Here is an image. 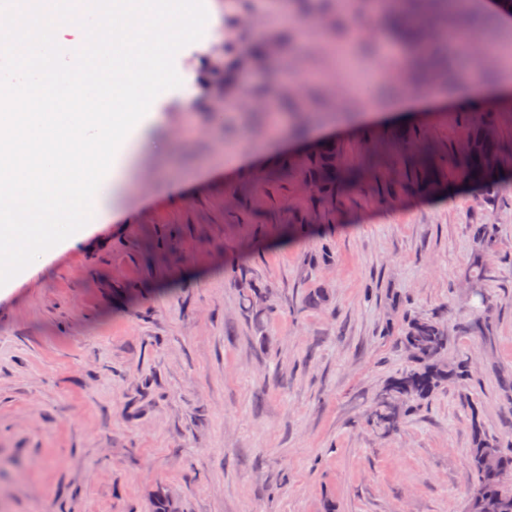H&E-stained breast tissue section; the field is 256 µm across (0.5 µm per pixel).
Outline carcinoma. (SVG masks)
Here are the masks:
<instances>
[{"mask_svg":"<svg viewBox=\"0 0 512 512\" xmlns=\"http://www.w3.org/2000/svg\"><path fill=\"white\" fill-rule=\"evenodd\" d=\"M395 2L398 4V12L393 23L417 41L420 40L421 28L447 20L448 8H454L461 17L466 14L465 8L457 3L450 6L448 0ZM417 47L423 56L418 75L424 79H449L450 72L445 63L448 48L438 44L424 46L420 43ZM487 123L488 120L483 116L471 119L464 148L461 149L458 174L476 190L479 197L493 202L501 189L502 171H489L486 161L494 159L498 166H503L504 148L496 135L486 133ZM435 163L436 155L432 149L419 150L414 167L428 190L436 186ZM312 174L319 179L316 186L322 192L334 189L339 191L345 184L356 180L354 172L333 164L329 152L313 159ZM472 241L473 251L467 276L475 282H482L490 273L484 257L493 245L488 226L473 225ZM259 295L258 288L243 289V301L249 303L247 310L258 327L268 311L266 307H259L256 300ZM402 344L411 353L417 367L388 383L369 416L374 428L387 433L398 427L411 401L428 398L445 383L468 378L467 362L463 357H458L451 364L443 361L442 355L448 349V327L437 318H408ZM469 469L474 480L467 512H512V488L506 487V480L512 476V451L504 450L477 428L474 446L469 453Z\"/></svg>","mask_w":512,"mask_h":512,"instance_id":"1","label":"carcinoma"}]
</instances>
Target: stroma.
Returning a JSON list of instances; mask_svg holds the SVG:
<instances>
[{
    "instance_id": "1",
    "label": "stroma",
    "mask_w": 512,
    "mask_h": 512,
    "mask_svg": "<svg viewBox=\"0 0 512 512\" xmlns=\"http://www.w3.org/2000/svg\"><path fill=\"white\" fill-rule=\"evenodd\" d=\"M474 0L466 29L512 48V18ZM222 39L182 48V83L152 103L156 143L110 212L0 291V512H466L473 431L512 446V67L465 66L508 88L409 80L373 0H205ZM244 102L215 111L225 84ZM417 99L407 120L388 105ZM481 111L507 151L498 202L455 172ZM440 186L410 183L424 142ZM391 159L324 196L310 158ZM475 224L489 280L471 285ZM270 311L255 326L247 285ZM448 327L465 382L367 421L413 366L404 319Z\"/></svg>"
}]
</instances>
